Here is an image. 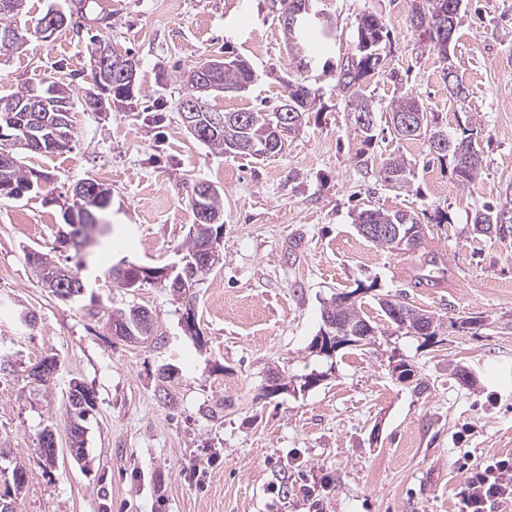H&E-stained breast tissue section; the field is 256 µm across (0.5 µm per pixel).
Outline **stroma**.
<instances>
[{"mask_svg": "<svg viewBox=\"0 0 512 512\" xmlns=\"http://www.w3.org/2000/svg\"><path fill=\"white\" fill-rule=\"evenodd\" d=\"M75 2L25 0L20 26L51 9L72 17L51 39L0 51V96L67 87L74 130L69 151L26 154V168L42 176L38 191L0 199V359L13 366L0 375V446L11 451L0 469L27 471L13 512H309L314 498L321 512H460L462 462L512 454V242L472 228L475 212L504 201L512 185V0H466L450 45L463 101L449 97L440 55L422 47L411 0H334L332 63L354 53L362 14L386 24L384 71L366 87L375 137L364 143L335 78L317 69L306 74L317 112L266 160L194 139L177 111L187 91L180 74L213 58L243 59L255 81L215 107L277 105L283 78L297 70L282 0H88L83 10ZM96 37L138 63L132 103L102 114L84 103ZM407 92L450 135L473 127L483 157L473 185L459 186L431 160L426 139L395 137L387 107ZM397 154L415 166L406 190L378 177ZM87 179L111 192L112 236L89 247L85 298L73 305L42 288L27 254H71L59 234ZM201 182L219 189L224 226L221 262L198 286L196 340L160 284L129 292L108 271L123 259L150 268L179 261ZM368 208L420 215L427 250L450 263L441 286L411 287L417 255L358 233L356 215ZM440 213L447 223H436ZM352 290L376 328L374 344L311 353L323 307ZM398 294L442 318L435 343L387 321L379 300ZM134 304L152 311L162 347L127 343L95 314ZM467 317L474 328L461 327ZM48 355L60 368L31 394L25 371ZM400 362L414 365L415 381L399 380ZM166 365L174 374L162 393ZM273 372L289 389L269 398ZM310 373L320 382L302 388ZM73 381L96 400L86 455L47 467L40 435L51 429L66 448Z\"/></svg>", "mask_w": 512, "mask_h": 512, "instance_id": "1", "label": "stroma"}]
</instances>
